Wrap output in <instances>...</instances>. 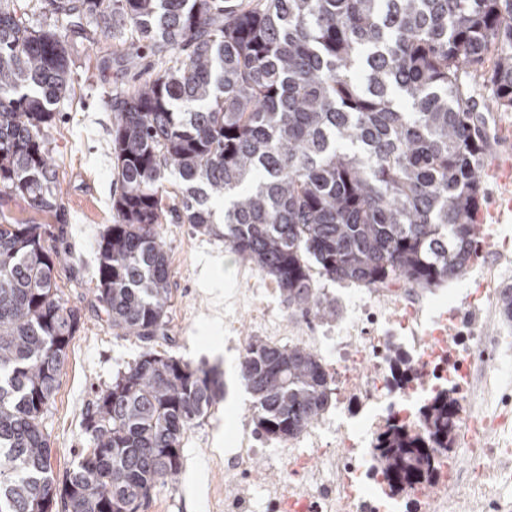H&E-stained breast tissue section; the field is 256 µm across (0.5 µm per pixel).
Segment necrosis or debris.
Returning <instances> with one entry per match:
<instances>
[{
  "label": "necrosis or debris",
  "instance_id": "1",
  "mask_svg": "<svg viewBox=\"0 0 512 512\" xmlns=\"http://www.w3.org/2000/svg\"><path fill=\"white\" fill-rule=\"evenodd\" d=\"M495 273L487 271L445 309L414 288H353L341 295L346 313L336 329L296 337L313 350L334 385L324 419L287 443V457L242 434L224 464L241 484L224 512H248L252 468L266 457L283 470L266 488L268 512H512V390L501 391L489 362L501 337L481 332L493 313ZM402 352L407 373L395 378ZM461 409L449 449L432 455L434 495L392 492L374 448L390 425L423 430V410L439 393Z\"/></svg>",
  "mask_w": 512,
  "mask_h": 512
}]
</instances>
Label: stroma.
I'll use <instances>...</instances> for the list:
<instances>
[{"mask_svg":"<svg viewBox=\"0 0 512 512\" xmlns=\"http://www.w3.org/2000/svg\"><path fill=\"white\" fill-rule=\"evenodd\" d=\"M90 39L74 38L70 55L71 97L60 104L54 119L53 156L57 164L62 208L47 222L53 243L67 253L57 283L68 308L81 318L72 340L60 384L42 425L51 448L56 477H63L78 452L89 447L83 417L96 391L111 384L118 372L146 350L170 355L192 365L217 367L224 374L226 394L181 442L182 468L158 486L144 512H224V493L231 488L224 468V450L244 428H252L253 402L238 374V353L224 348V296L240 288L258 289V301L272 320L287 322L304 334L321 335L327 323L290 307L281 295H266L272 280L258 268L241 262L223 240L198 234L191 225L161 227L168 252L171 307L166 334L146 343L112 328L94 301L98 264L97 240L113 222L112 197L120 190L112 169L110 139L114 114L108 102L147 72L164 65L162 55L146 53L128 61L123 47L131 32L120 17L109 23L110 34L100 37V23L82 22ZM111 55L109 68L98 60ZM508 239L504 253L473 258L466 274L434 288L433 296L454 297L460 289L493 265L497 288H512V220L500 225Z\"/></svg>","mask_w":512,"mask_h":512,"instance_id":"stroma-1","label":"stroma"}]
</instances>
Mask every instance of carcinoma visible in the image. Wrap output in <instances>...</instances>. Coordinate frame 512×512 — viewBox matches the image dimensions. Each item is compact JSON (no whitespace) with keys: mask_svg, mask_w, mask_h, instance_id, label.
<instances>
[{"mask_svg":"<svg viewBox=\"0 0 512 512\" xmlns=\"http://www.w3.org/2000/svg\"><path fill=\"white\" fill-rule=\"evenodd\" d=\"M106 19L126 53L172 50L169 66L110 103L120 193L97 241L95 301L112 327L165 335L170 263L161 224H190L273 278L290 306L331 317L316 276L364 288H432L475 255L488 137L512 112V0H49ZM68 35L0 0V199L61 208L49 129L71 92ZM174 176L179 191L165 182ZM50 225L0 209V512H139L178 475L184 432L217 403L215 369L153 350L96 395L92 441L57 480L42 420L80 317L54 271ZM317 269H312V266ZM259 437L286 442L328 402L312 350L257 339L240 363ZM460 409L441 393L425 437L393 426L377 459L398 491L432 478Z\"/></svg>","mask_w":512,"mask_h":512,"instance_id":"obj_1","label":"carcinoma"}]
</instances>
